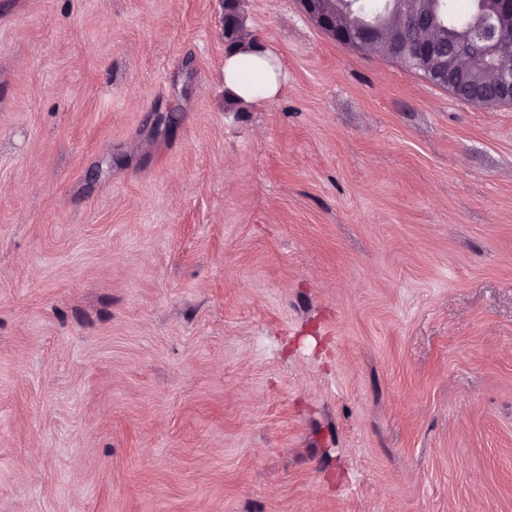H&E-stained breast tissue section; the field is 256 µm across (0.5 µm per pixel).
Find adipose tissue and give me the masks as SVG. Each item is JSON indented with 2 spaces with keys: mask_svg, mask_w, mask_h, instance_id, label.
Returning a JSON list of instances; mask_svg holds the SVG:
<instances>
[{
  "mask_svg": "<svg viewBox=\"0 0 512 512\" xmlns=\"http://www.w3.org/2000/svg\"><path fill=\"white\" fill-rule=\"evenodd\" d=\"M250 62L255 71L253 80H244L241 76L243 62ZM281 84V75L273 56L256 49L249 53L232 52L224 58V85L235 96L251 101L276 96Z\"/></svg>",
  "mask_w": 512,
  "mask_h": 512,
  "instance_id": "ef3b65f1",
  "label": "adipose tissue"
}]
</instances>
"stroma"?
Wrapping results in <instances>:
<instances>
[{
    "label": "stroma",
    "mask_w": 512,
    "mask_h": 512,
    "mask_svg": "<svg viewBox=\"0 0 512 512\" xmlns=\"http://www.w3.org/2000/svg\"><path fill=\"white\" fill-rule=\"evenodd\" d=\"M246 11L0 0V512H512V105ZM244 60L245 63L242 68ZM252 66V67H251ZM252 68L255 78H252ZM281 84V75L275 64L273 56L262 48L249 53L232 52L224 57V86L235 96L251 101L268 99L276 96Z\"/></svg>",
    "instance_id": "obj_1"
}]
</instances>
